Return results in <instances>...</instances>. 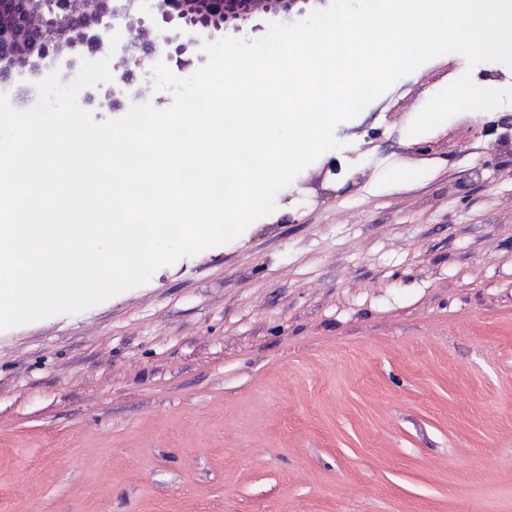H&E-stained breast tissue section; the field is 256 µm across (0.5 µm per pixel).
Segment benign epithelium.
Returning <instances> with one entry per match:
<instances>
[{
  "label": "benign epithelium",
  "mask_w": 512,
  "mask_h": 512,
  "mask_svg": "<svg viewBox=\"0 0 512 512\" xmlns=\"http://www.w3.org/2000/svg\"><path fill=\"white\" fill-rule=\"evenodd\" d=\"M299 0H155L142 7V17L129 23L128 39L115 51L113 69L121 71L106 92L112 108L122 99L142 94L137 69L144 62L175 63L187 70L203 57L186 55L201 37L212 41L228 28L259 12H291ZM136 0H0V84L26 74L37 76L63 64L69 70L93 60L110 47L120 20L130 16ZM141 41V54L131 60L129 47Z\"/></svg>",
  "instance_id": "benign-epithelium-1"
}]
</instances>
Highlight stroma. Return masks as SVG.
Returning a JSON list of instances; mask_svg holds the SVG:
<instances>
[{"instance_id": "obj_1", "label": "stroma", "mask_w": 512, "mask_h": 512, "mask_svg": "<svg viewBox=\"0 0 512 512\" xmlns=\"http://www.w3.org/2000/svg\"><path fill=\"white\" fill-rule=\"evenodd\" d=\"M399 79L236 239L0 330V512H512V142Z\"/></svg>"}]
</instances>
